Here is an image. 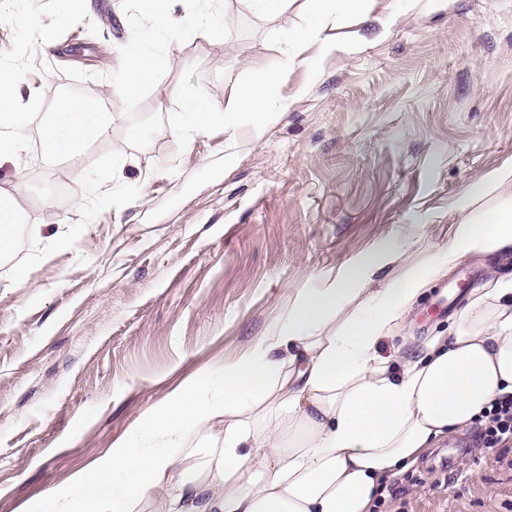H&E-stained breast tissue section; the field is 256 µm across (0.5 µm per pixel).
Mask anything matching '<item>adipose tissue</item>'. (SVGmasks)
Instances as JSON below:
<instances>
[{
	"label": "adipose tissue",
	"instance_id": "adipose-tissue-1",
	"mask_svg": "<svg viewBox=\"0 0 512 512\" xmlns=\"http://www.w3.org/2000/svg\"><path fill=\"white\" fill-rule=\"evenodd\" d=\"M305 3L309 18L288 42L326 52L337 23L365 16L371 0ZM293 62L283 57L263 82L233 86L222 106L185 96L172 134L220 125L233 143L247 123L262 135L272 89ZM156 65L146 46L128 51L113 95L131 96ZM22 85L19 71L0 63V164L17 162L30 123L45 156L74 164L110 134L114 114L69 96L50 116L21 120ZM504 186H512V168L465 191L457 203L465 218L425 275L407 247L390 243L353 261L340 278L303 293L235 360L165 395L70 488L44 494L27 512H371L390 479L474 424L496 398L512 396V279L472 289L447 333L425 337L416 352H379L432 279L469 256L512 251V204L474 208ZM23 213L18 187H1L0 258L13 253ZM190 433L203 434L207 448L183 447Z\"/></svg>",
	"mask_w": 512,
	"mask_h": 512
}]
</instances>
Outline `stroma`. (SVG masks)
<instances>
[{"instance_id":"stroma-1","label":"stroma","mask_w":512,"mask_h":512,"mask_svg":"<svg viewBox=\"0 0 512 512\" xmlns=\"http://www.w3.org/2000/svg\"><path fill=\"white\" fill-rule=\"evenodd\" d=\"M155 11L0 0V60L29 85L22 116L67 85L119 116L82 165L46 157L31 131L19 164L0 166L41 227L0 261V512L69 486L166 392L235 359L374 246L407 244L425 265L466 188L512 167V0H374L335 50H302L264 134L232 144L219 125L172 137L173 90L222 104L264 79L305 21L302 0L274 18L249 0H179L176 14L224 22L220 46ZM137 36L161 66L113 97ZM498 278H512V254L463 261L426 289L405 335L447 329L467 290ZM378 512H512V444L451 435L389 481Z\"/></svg>"}]
</instances>
